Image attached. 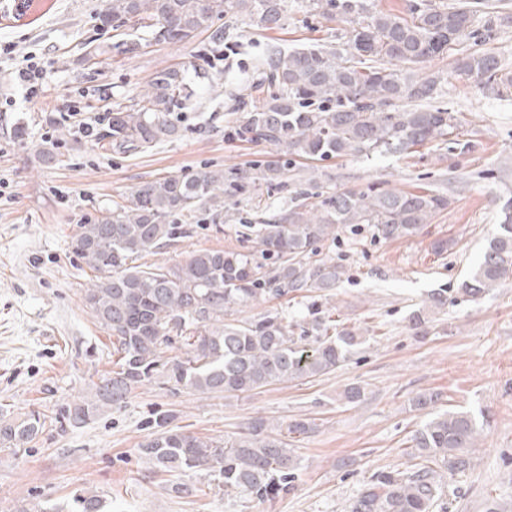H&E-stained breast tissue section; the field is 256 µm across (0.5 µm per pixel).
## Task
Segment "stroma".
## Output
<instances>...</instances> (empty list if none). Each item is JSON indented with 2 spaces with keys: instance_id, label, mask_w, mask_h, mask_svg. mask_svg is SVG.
I'll list each match as a JSON object with an SVG mask.
<instances>
[{
  "instance_id": "1",
  "label": "stroma",
  "mask_w": 512,
  "mask_h": 512,
  "mask_svg": "<svg viewBox=\"0 0 512 512\" xmlns=\"http://www.w3.org/2000/svg\"><path fill=\"white\" fill-rule=\"evenodd\" d=\"M104 2L37 0L20 19L0 11V413L46 416L25 449L0 447V512L60 502L79 489L103 496L114 512H346L375 473L416 464L411 436L427 415L411 400L424 391L440 393L436 411L464 410L483 426L470 469L445 476L447 512H484L487 500L512 497V281L476 303L456 296L433 316L428 336H414L408 324L430 291L458 287L494 230L496 201L512 197V99H495L474 80L452 75L446 55L430 64L445 75L434 103L459 117L457 142L369 159L289 157L233 137L248 117L243 103L256 91L275 92L266 64L272 47L338 46L349 36V22L308 8L307 0H288L275 30L225 16L218 21L224 57L206 63L205 31L178 45L118 52L124 32L95 26ZM475 27L485 40L464 41L459 52H493L512 71V0H480ZM91 40L101 49L94 68L83 60ZM30 52L50 62L32 100L13 77ZM174 65L208 71L216 87L175 112L181 132L174 140L120 154L62 118L76 109L87 120L111 101L129 102L145 92L155 71ZM47 148L55 156L50 163L43 160ZM260 162L287 164L286 182L225 192L218 229L176 217L190 236L145 256V264L172 266L197 249L258 253L250 225L287 213L299 196L317 204L345 189L438 191L449 205L419 236L384 240L362 225L340 230L318 248V257L346 269L336 290L320 294L323 310L367 329L369 342L323 376L235 397L155 380L85 424H65L73 398L112 367L109 333L81 296L91 272L72 250L77 226L129 204L144 182ZM442 239L452 247L435 253L432 244ZM352 383L364 387V401L337 402ZM166 415L173 426L216 440L234 438L258 417L274 424L311 418L316 429L288 441L301 461L294 491L257 502L228 497L210 472H152L137 448ZM178 484L190 486L191 495L174 493Z\"/></svg>"
}]
</instances>
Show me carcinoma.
Returning <instances> with one entry per match:
<instances>
[{"label":"carcinoma","mask_w":512,"mask_h":512,"mask_svg":"<svg viewBox=\"0 0 512 512\" xmlns=\"http://www.w3.org/2000/svg\"><path fill=\"white\" fill-rule=\"evenodd\" d=\"M287 0H107L97 12L100 30L126 26L148 29L157 42L177 44L211 31L210 53L222 57L224 29L212 28L225 15L249 17L265 30L281 25ZM327 16L356 24L341 51L307 47L273 50L268 67L278 91L253 104L239 135L307 160L413 153L451 136L457 115L428 105L442 81L439 73L419 76L414 68L474 37V10L464 6L409 3L398 14L376 11L363 20L361 0H312ZM453 71L473 78L494 97L512 95V74L489 51L454 60ZM181 66L156 71L148 89L130 104L112 108L102 140L120 152L146 151L178 137L173 107L197 96L196 78ZM283 175L273 164L235 170L200 169L140 185L131 205L108 208L94 221L77 225L74 253L95 272L84 289L85 307L110 332L115 369L91 392L68 405L66 419L81 425L112 405L125 402L140 385L157 377L195 392L244 394L276 383L325 375L367 342L356 326L320 316L308 306L312 343L294 339L288 321L275 311L260 320H239L236 309L255 301L324 291L342 282L345 270L330 259L308 260L317 244L336 237L339 226L366 224L385 240L418 235L448 198L434 191H355L331 195L319 204L299 203L280 221L256 230L262 261L247 253L192 250L174 266L136 264L187 236L170 223L176 214L199 210L216 223L223 210L224 186L271 184ZM501 219L479 261L457 288L478 301L512 278V199L500 207ZM448 305V291L427 296L409 316L416 335L427 334L429 314ZM179 345L181 353H165ZM45 419L33 412L23 419L0 418V447L21 448L42 430ZM139 446L154 472L199 469L216 472L224 492L258 501L294 490L299 461L287 435L313 430L306 418L286 425L253 420L233 440L204 439L168 427L167 418ZM482 427L468 412L447 410L427 420L412 437L424 464L412 472L382 471L351 502L350 512H434L444 509L442 471L471 467L470 451ZM21 512H112L98 494L76 491L62 507L34 505Z\"/></svg>","instance_id":"obj_1"}]
</instances>
